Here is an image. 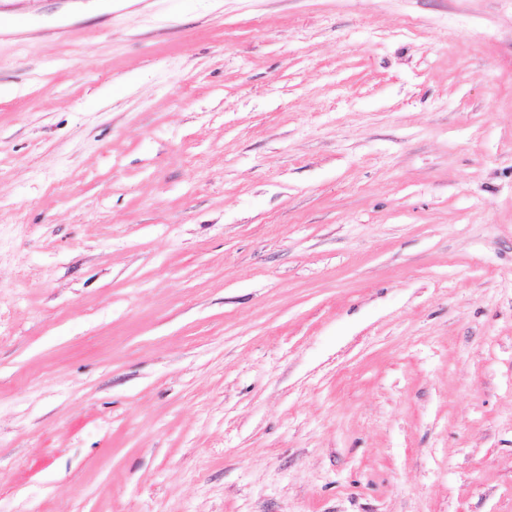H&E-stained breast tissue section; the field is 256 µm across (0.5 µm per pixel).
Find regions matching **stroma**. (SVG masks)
I'll use <instances>...</instances> for the list:
<instances>
[{
  "label": "stroma",
  "instance_id": "35a3bbf8",
  "mask_svg": "<svg viewBox=\"0 0 512 512\" xmlns=\"http://www.w3.org/2000/svg\"><path fill=\"white\" fill-rule=\"evenodd\" d=\"M0 0V512H512V0Z\"/></svg>",
  "mask_w": 512,
  "mask_h": 512
}]
</instances>
